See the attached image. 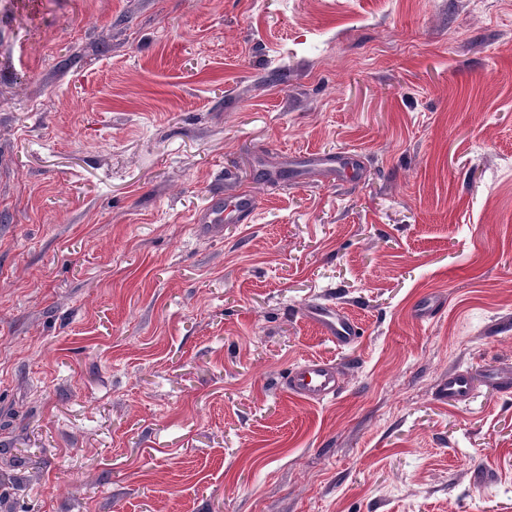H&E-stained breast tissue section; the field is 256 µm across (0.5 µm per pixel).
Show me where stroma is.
Masks as SVG:
<instances>
[{"label":"stroma","instance_id":"35a3bbf8","mask_svg":"<svg viewBox=\"0 0 512 512\" xmlns=\"http://www.w3.org/2000/svg\"><path fill=\"white\" fill-rule=\"evenodd\" d=\"M346 149L359 181L287 166ZM216 188L252 222L199 230ZM308 358L336 395L288 393ZM494 369L512 0H0L14 512H512V395L437 398ZM309 314L322 333L338 347L352 345L360 334L358 321L334 306L315 307L309 310ZM475 390V378L467 370L448 373L438 387V396L441 400L451 403L468 401Z\"/></svg>","mask_w":512,"mask_h":512}]
</instances>
